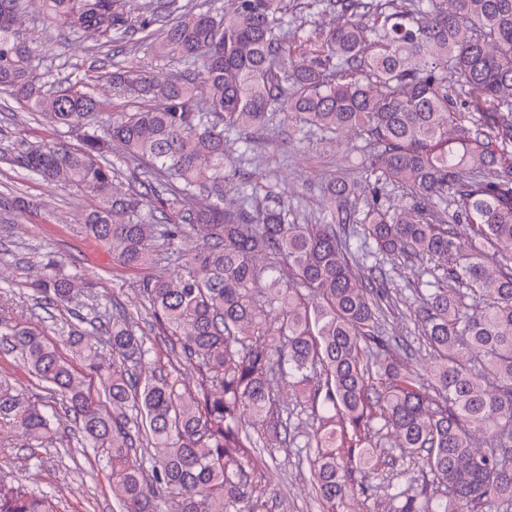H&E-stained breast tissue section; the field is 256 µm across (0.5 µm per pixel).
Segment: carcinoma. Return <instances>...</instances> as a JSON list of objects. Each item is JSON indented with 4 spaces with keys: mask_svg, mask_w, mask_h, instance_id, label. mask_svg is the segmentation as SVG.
<instances>
[{
    "mask_svg": "<svg viewBox=\"0 0 512 512\" xmlns=\"http://www.w3.org/2000/svg\"><path fill=\"white\" fill-rule=\"evenodd\" d=\"M20 5L0 0V89L61 128H87L104 101L81 78L44 89L15 32ZM45 5L74 35L119 43L138 28L154 55L185 63L164 79L133 62L99 72L135 109L77 147L52 142L20 160L98 200L79 221L124 268L206 239L180 270L143 283L166 369H148L152 347L126 309L97 316L96 284L54 259L30 288L40 305L91 302L93 334L64 338L82 369L32 327L0 334L61 396L80 444L107 459L120 512H266L253 495L258 448L315 449L309 474L333 510L372 496L382 454L443 487L428 495L403 469L385 486L386 512H512V0H309L340 16L309 32L283 29L288 0H235L231 12L179 14L157 39L116 0ZM276 110L296 131L359 139L368 194L331 181L314 224L278 204L251 212L246 199L225 211V134ZM114 146L146 167L142 190L116 191ZM164 192L175 214L141 213ZM204 193L216 203L201 210ZM400 301L426 363H408L419 350L389 327ZM93 381L105 401L86 392ZM286 389L312 414L302 443ZM2 427L30 443L55 434L45 410L0 384ZM0 512L59 510L1 476Z\"/></svg>",
    "mask_w": 512,
    "mask_h": 512,
    "instance_id": "obj_1",
    "label": "carcinoma"
}]
</instances>
